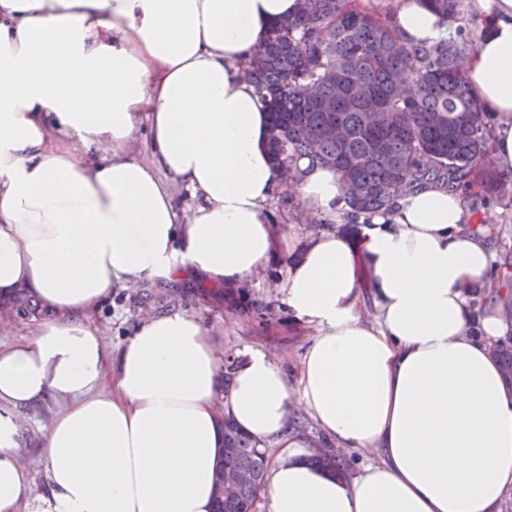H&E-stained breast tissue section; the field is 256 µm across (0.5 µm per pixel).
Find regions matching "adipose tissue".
<instances>
[{
    "instance_id": "1",
    "label": "adipose tissue",
    "mask_w": 512,
    "mask_h": 512,
    "mask_svg": "<svg viewBox=\"0 0 512 512\" xmlns=\"http://www.w3.org/2000/svg\"><path fill=\"white\" fill-rule=\"evenodd\" d=\"M296 0H0V295L24 288L56 317L0 349V512H214L222 417L273 443L266 512H493L512 495V388L491 345L512 323L470 301L492 252L464 232L461 190L427 182L359 241L312 236L278 283L316 326L300 393L265 354L232 383L208 328L145 318L118 350L91 323L116 288L186 277L237 288L276 243L282 175L243 68ZM486 24L466 62L512 167V0H469ZM407 42L443 31L425 0H395ZM147 130V159L129 149ZM297 192L326 215L339 173L300 161ZM189 190L187 218L174 188ZM370 297L376 318L358 307ZM61 402L43 438L48 496L29 501L21 408ZM300 402L325 441L372 450L346 480L312 463Z\"/></svg>"
}]
</instances>
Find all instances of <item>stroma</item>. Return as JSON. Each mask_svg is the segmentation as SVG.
<instances>
[{
    "instance_id": "1",
    "label": "stroma",
    "mask_w": 512,
    "mask_h": 512,
    "mask_svg": "<svg viewBox=\"0 0 512 512\" xmlns=\"http://www.w3.org/2000/svg\"><path fill=\"white\" fill-rule=\"evenodd\" d=\"M464 204L473 219L491 214V223H483L481 233L489 243L496 261L512 256V181L491 193L466 189ZM303 206L297 194L276 189L267 203V212L278 234L289 236L300 244L311 235L309 224L297 220ZM291 255L277 250L268 265L249 281L244 292L227 294L191 279L176 283L157 282L139 288L114 291L111 302L96 314L98 325L113 346H120L135 326L152 315L187 314L207 327L220 358L239 356L244 350L265 353L276 360L288 375L292 391H299L303 356L316 334L314 326L294 317L274 290L284 276ZM267 309L260 318L259 309ZM56 401L24 408L23 436L19 452L27 465L32 496L49 492L46 459L42 450L43 436L58 410Z\"/></svg>"
}]
</instances>
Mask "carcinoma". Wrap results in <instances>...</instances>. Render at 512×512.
Returning a JSON list of instances; mask_svg holds the SVG:
<instances>
[{"instance_id": "carcinoma-1", "label": "carcinoma", "mask_w": 512, "mask_h": 512, "mask_svg": "<svg viewBox=\"0 0 512 512\" xmlns=\"http://www.w3.org/2000/svg\"><path fill=\"white\" fill-rule=\"evenodd\" d=\"M462 0H427L444 33L433 45L407 43L389 16L352 0H301V9L271 26L245 74L270 116L268 148L285 183L300 180L297 162L336 167L344 183L347 214L359 218L392 210L404 193L426 180L470 187L491 130L470 95L463 59L470 44L459 25ZM512 262L489 282V302L512 319ZM23 319L38 315L24 289L8 299ZM503 381L512 386V336L492 346ZM224 447L213 477L224 469L252 471L257 485L216 496V512H250L266 484V451L229 417L221 425ZM315 462L334 471L344 465L331 449Z\"/></svg>"}]
</instances>
